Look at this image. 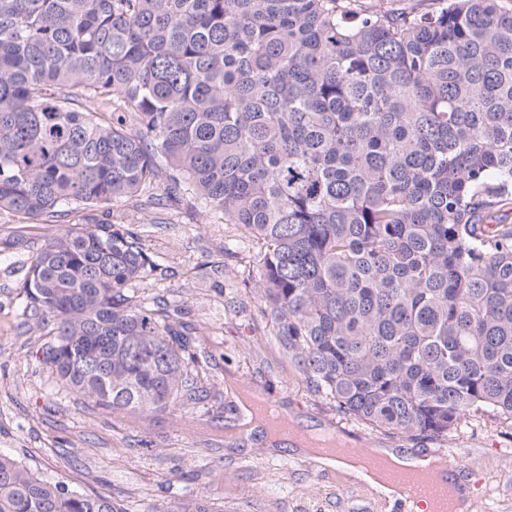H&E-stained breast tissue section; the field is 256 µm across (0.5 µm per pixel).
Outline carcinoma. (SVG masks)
<instances>
[{
    "instance_id": "1",
    "label": "carcinoma",
    "mask_w": 512,
    "mask_h": 512,
    "mask_svg": "<svg viewBox=\"0 0 512 512\" xmlns=\"http://www.w3.org/2000/svg\"><path fill=\"white\" fill-rule=\"evenodd\" d=\"M0 0V212L161 189L241 227L283 354L336 410L446 439L512 424V8L501 0ZM141 232L30 258L57 386L147 418L200 400ZM0 512H131L0 455Z\"/></svg>"
}]
</instances>
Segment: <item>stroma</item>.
<instances>
[{
	"label": "stroma",
	"mask_w": 512,
	"mask_h": 512,
	"mask_svg": "<svg viewBox=\"0 0 512 512\" xmlns=\"http://www.w3.org/2000/svg\"><path fill=\"white\" fill-rule=\"evenodd\" d=\"M96 219L142 231L163 273L140 288L183 302L184 319L198 332L207 397L182 413L137 420L85 408L55 386L43 361L50 328L22 315L19 304L29 257L61 226L1 212L0 452L134 512L187 497L209 512H379L341 472L318 469L291 448L230 433L239 414L236 393L263 392L301 428L334 439L416 454L443 449L451 462L484 475L481 512H512V427L482 416L468 418L452 440L392 435L337 412L307 388L261 311L237 225L144 202L97 212Z\"/></svg>",
	"instance_id": "35a3bbf8"
}]
</instances>
